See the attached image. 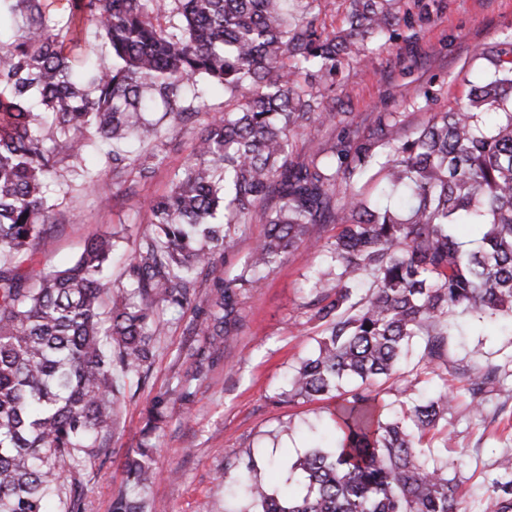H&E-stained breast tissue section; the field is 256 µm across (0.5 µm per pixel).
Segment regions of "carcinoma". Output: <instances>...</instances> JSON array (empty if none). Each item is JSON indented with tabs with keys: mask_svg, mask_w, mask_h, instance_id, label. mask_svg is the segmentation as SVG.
I'll return each mask as SVG.
<instances>
[{
	"mask_svg": "<svg viewBox=\"0 0 512 512\" xmlns=\"http://www.w3.org/2000/svg\"><path fill=\"white\" fill-rule=\"evenodd\" d=\"M0 0V512H85V487L107 458L106 441L132 389L151 375L167 315L192 308L200 288L221 285L200 331L209 347L236 339L240 290L303 243L315 224L344 214L320 245L334 285L317 278L307 307L322 327L280 402L341 399L336 448L313 449L292 467L305 491L282 495L254 482L253 512H459L458 486L432 460L448 447L439 429L453 398L448 378L415 399L419 378L396 389L383 418L372 382L399 371L410 342L424 369L443 362L442 320L462 309L512 319V39L494 47L495 70L467 101L405 134L402 113L356 128V144H314L290 160L291 136L336 119L331 93L342 62L394 39L390 0H349L348 28L329 33L320 0ZM94 26L112 65L95 63ZM247 96L208 117L169 190L150 205L151 230L131 254L120 302L112 292L114 236L88 242L59 270L22 266L74 215L47 193L99 143L116 148L84 175L130 197L155 174L160 121L186 126L199 99ZM135 138L142 155L119 148ZM377 166L374 196L356 188ZM345 186L338 196L339 186ZM263 238L232 273L219 258L242 226ZM454 379L474 402L497 392L486 362ZM167 397L147 410L138 448L123 462L126 486L111 512H152L151 437L172 418ZM495 512H512V459L501 461Z\"/></svg>",
	"mask_w": 512,
	"mask_h": 512,
	"instance_id": "1",
	"label": "carcinoma"
}]
</instances>
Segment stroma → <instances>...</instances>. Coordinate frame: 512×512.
Wrapping results in <instances>:
<instances>
[{
  "label": "stroma",
  "mask_w": 512,
  "mask_h": 512,
  "mask_svg": "<svg viewBox=\"0 0 512 512\" xmlns=\"http://www.w3.org/2000/svg\"><path fill=\"white\" fill-rule=\"evenodd\" d=\"M397 40L359 62L343 63L333 95L346 122H329L298 133L294 161L308 160L312 139L331 144L349 138L350 126H364L381 112H399L412 129L464 99L473 83L494 70L490 48L512 37V0H396ZM172 143L160 156L153 178L135 196L114 195L108 186L84 188L69 174L63 202L76 221L61 226L49 252L36 254L34 268L61 266L94 237L120 231L117 253L129 256L149 227L150 202L164 192L173 172L187 160L200 126L164 122ZM323 253L302 243L274 270L242 291L240 327L230 346L210 349L198 331L215 292L201 288L193 309L173 314L157 352L147 386L119 414V432L109 459L86 496L87 512H111L112 499L125 487L123 461L137 447L154 398L176 401L177 418L156 432L155 479L147 492L157 512H244L247 500L226 464L254 459V480L278 490L302 489L300 474L276 469L282 458L308 449L333 447L330 400L279 403L274 396L317 346L321 330L306 304L312 275L325 269ZM204 348L201 360L185 358ZM492 362L506 371L497 395L473 410L471 397L457 391L441 426L447 447L437 454L460 487V512H491L493 482L502 458L512 457V330L488 320L456 316L448 338L449 371H470Z\"/></svg>",
  "instance_id": "1"
}]
</instances>
